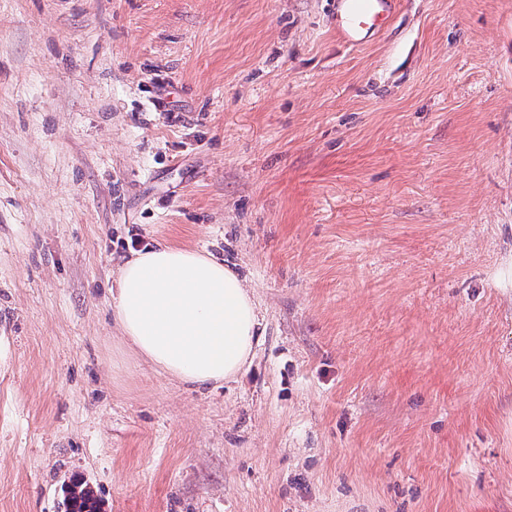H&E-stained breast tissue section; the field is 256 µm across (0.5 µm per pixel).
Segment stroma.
I'll list each match as a JSON object with an SVG mask.
<instances>
[{
    "mask_svg": "<svg viewBox=\"0 0 512 512\" xmlns=\"http://www.w3.org/2000/svg\"><path fill=\"white\" fill-rule=\"evenodd\" d=\"M254 290L219 386L112 316L146 245ZM512 512V0H0V512ZM399 7L400 0H336L333 12L336 35L345 45L361 46ZM70 500L71 512H94L97 508L93 491L80 483L73 486Z\"/></svg>",
    "mask_w": 512,
    "mask_h": 512,
    "instance_id": "stroma-1",
    "label": "stroma"
}]
</instances>
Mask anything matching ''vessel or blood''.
Instances as JSON below:
<instances>
[{
  "instance_id": "vessel-or-blood-1",
  "label": "vessel or blood",
  "mask_w": 512,
  "mask_h": 512,
  "mask_svg": "<svg viewBox=\"0 0 512 512\" xmlns=\"http://www.w3.org/2000/svg\"><path fill=\"white\" fill-rule=\"evenodd\" d=\"M399 7L400 0H336L333 12L336 35L345 45H363Z\"/></svg>"
}]
</instances>
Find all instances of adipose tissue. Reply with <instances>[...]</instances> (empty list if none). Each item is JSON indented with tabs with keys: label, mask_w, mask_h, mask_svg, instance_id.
Segmentation results:
<instances>
[{
	"label": "adipose tissue",
	"mask_w": 512,
	"mask_h": 512,
	"mask_svg": "<svg viewBox=\"0 0 512 512\" xmlns=\"http://www.w3.org/2000/svg\"><path fill=\"white\" fill-rule=\"evenodd\" d=\"M112 295L123 341L172 380L218 385L251 358L261 325L251 288L208 253L138 251L119 268Z\"/></svg>",
	"instance_id": "1"
}]
</instances>
